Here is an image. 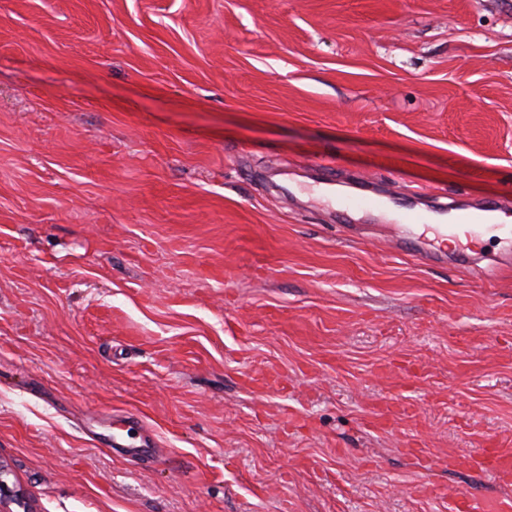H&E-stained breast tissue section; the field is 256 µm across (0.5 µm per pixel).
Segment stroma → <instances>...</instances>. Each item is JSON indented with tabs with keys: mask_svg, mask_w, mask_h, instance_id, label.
I'll return each instance as SVG.
<instances>
[{
	"mask_svg": "<svg viewBox=\"0 0 512 512\" xmlns=\"http://www.w3.org/2000/svg\"><path fill=\"white\" fill-rule=\"evenodd\" d=\"M512 0H0V465L33 512L512 498ZM135 415L163 455L112 453ZM441 234L454 238H481L486 234L512 235L509 224H439Z\"/></svg>",
	"mask_w": 512,
	"mask_h": 512,
	"instance_id": "obj_1",
	"label": "stroma"
}]
</instances>
